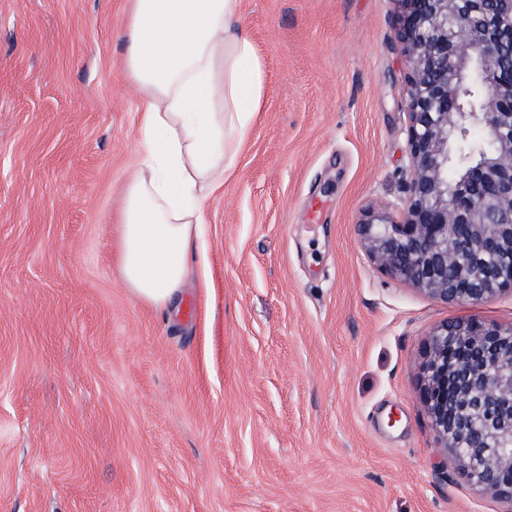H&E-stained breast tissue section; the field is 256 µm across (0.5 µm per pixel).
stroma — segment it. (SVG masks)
<instances>
[{
    "mask_svg": "<svg viewBox=\"0 0 512 512\" xmlns=\"http://www.w3.org/2000/svg\"><path fill=\"white\" fill-rule=\"evenodd\" d=\"M130 0H0V512H506L423 404L432 331L512 325L367 254L407 198L398 0H242L264 69L178 299L119 273Z\"/></svg>",
    "mask_w": 512,
    "mask_h": 512,
    "instance_id": "stroma-1",
    "label": "stroma"
}]
</instances>
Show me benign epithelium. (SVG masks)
I'll return each instance as SVG.
<instances>
[{
    "mask_svg": "<svg viewBox=\"0 0 512 512\" xmlns=\"http://www.w3.org/2000/svg\"><path fill=\"white\" fill-rule=\"evenodd\" d=\"M407 70L408 198L371 209L369 256L442 302L512 292V0H397ZM472 129L487 148L461 152ZM423 400L443 448L475 486L512 504V326L436 328Z\"/></svg>",
    "mask_w": 512,
    "mask_h": 512,
    "instance_id": "1",
    "label": "benign epithelium"
}]
</instances>
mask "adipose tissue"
I'll use <instances>...</instances> for the list:
<instances>
[{
    "label": "adipose tissue",
    "instance_id": "obj_1",
    "mask_svg": "<svg viewBox=\"0 0 512 512\" xmlns=\"http://www.w3.org/2000/svg\"><path fill=\"white\" fill-rule=\"evenodd\" d=\"M242 0H132L124 65L142 87L144 160L121 212L120 272L136 298L173 302L205 222L206 198L239 159L263 70Z\"/></svg>",
    "mask_w": 512,
    "mask_h": 512
}]
</instances>
